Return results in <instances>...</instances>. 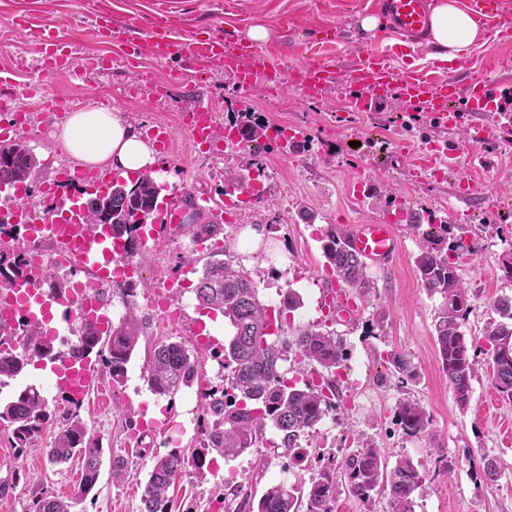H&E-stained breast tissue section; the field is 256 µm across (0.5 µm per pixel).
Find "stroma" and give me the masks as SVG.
Returning <instances> with one entry per match:
<instances>
[{
	"label": "stroma",
	"mask_w": 512,
	"mask_h": 512,
	"mask_svg": "<svg viewBox=\"0 0 512 512\" xmlns=\"http://www.w3.org/2000/svg\"><path fill=\"white\" fill-rule=\"evenodd\" d=\"M225 0H0V69L16 74V82L0 87V99L12 98L28 111L19 132L38 161L24 203L42 209L46 187L61 168L77 166L54 133L61 121L46 112L40 100L24 97L20 85H41L45 95L76 98L84 106L106 108L137 131L161 122L173 130V139L159 155L153 174L156 181L173 189H187L203 220L223 224L224 230L208 242L207 253H228L248 270H259V296L267 305H278L285 289L296 290L301 308L283 313L284 335L307 323L329 326L345 339L349 357L344 363L348 378L335 399V408L316 428L303 435L295 451H285L282 435L266 428L260 448L238 457L209 454L206 481L182 473L170 490L171 512H225V488L242 483L254 495L279 481L310 480L322 460L342 465L357 447L371 443L388 464L403 457L422 463L430 478L416 493L415 512H512V401L504 399L492 380L487 355H479L467 410H459L441 367L434 336V319L441 299L429 295L418 279L414 260L425 244L413 230L405 213L425 210L440 221L465 228L472 253L461 254L456 266L466 287L470 309L462 325L467 340L482 345L489 323L496 320L493 303L512 297V280L503 269L512 257V130L485 144L483 161L460 167L476 190L474 204H465L456 193L454 179L416 184L410 181L402 159L378 167L373 158L391 152L399 142L419 146L435 140L448 148H463L465 130L448 131L419 101H404L394 90L370 99L358 108L352 97L329 90L316 103L302 102L291 90H279L257 82L247 102L236 97L232 80L220 74L203 75L195 94L171 82L180 59L143 61L138 69L121 61L98 69H84L86 59L104 54L91 21L92 11H112L117 26L147 25L160 7H173L184 19L189 33L207 37L224 25ZM241 29L261 25L269 42L288 46L281 67L302 62L309 50L351 65L358 51L373 54L393 50V63L401 69L422 70L431 59L426 49L403 38L385 39L383 31H363L364 17L356 0H237ZM27 6L40 20L55 24L71 41L72 66L81 78L45 77L35 67V49L28 31L12 26L10 12ZM333 25L357 37V44L324 42L322 25ZM165 87L163 97L127 96L132 81ZM220 105L222 126L232 125L239 111L246 110L270 125L302 132L295 154L283 157L276 143L262 155L250 148L225 150L215 155L194 145L182 126V113L195 100ZM235 171L252 175L268 188L264 200L241 208L233 217L224 215L225 174ZM372 184V191L358 194L356 184ZM394 219L399 253L386 268L370 266L374 281L373 302L388 306L389 316L373 335L362 326L371 316L360 311L357 319H342L321 300L336 279L320 250L319 237L325 225L350 230L355 224ZM250 227L261 229L260 243L247 236ZM138 273L132 281L134 301L149 315L146 341L140 342L122 387L110 389L108 401L90 393L79 414L103 450L99 479L85 502L86 512H141V494L153 456L176 450L191 453L203 437L201 402L197 391L222 386L228 373L218 365L211 348L198 347L202 365L198 382L181 388L173 397L152 394L144 380L143 365L151 343L160 340L193 341V324H202L228 343L233 331L222 316L199 307L194 288L201 263L193 242L181 229H174L163 246L142 247L136 255ZM175 282L172 306L175 317L160 315L150 304V292L163 282ZM408 355L417 367L416 381L400 385L388 362L390 353ZM50 363L35 362L18 378L0 387V403H7L28 385L44 388L50 419L44 440H51L67 406L59 389H45L51 376ZM419 401L431 417L428 430L410 436L395 422L401 399ZM494 457L500 477L494 484L481 479L484 456ZM124 461L125 478H114L110 460ZM16 478L12 494L0 498V512H29L41 494L70 497L81 479L78 463L59 467L38 453L19 454L8 431L0 430V479Z\"/></svg>",
	"instance_id": "1"
}]
</instances>
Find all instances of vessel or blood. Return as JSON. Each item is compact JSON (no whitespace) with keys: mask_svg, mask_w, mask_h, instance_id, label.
<instances>
[{"mask_svg":"<svg viewBox=\"0 0 512 512\" xmlns=\"http://www.w3.org/2000/svg\"><path fill=\"white\" fill-rule=\"evenodd\" d=\"M434 6V0H375L373 4L374 9L385 14L392 32L420 43L430 36ZM467 6L483 15L490 31L502 36L512 34V12L503 9L502 0H468ZM97 32L112 43L115 58L130 66L142 55L158 61L177 55L183 57L186 64L174 77L189 88L194 85V73L203 67L229 76L243 92L251 89L258 79L270 78L276 73L271 58L253 43L243 41L230 27L221 29L212 38L191 42L186 41L181 29L167 25L144 33L131 28H113L111 20L104 19L98 22ZM33 35L36 64L41 73L52 74L71 68L70 43L56 26H36ZM290 86L305 101L321 99L332 87L340 93H358L364 101L385 88L394 89L404 100L425 96L429 112L445 129L462 124L469 128L468 146L472 149L492 141L498 130L512 126L511 112L491 115L486 111V98L493 91L491 71L487 69L467 70L459 79L434 73L414 79L386 61L375 62L366 57L346 72L330 63L296 66L290 73ZM462 98L467 101V111H454L453 102ZM183 124L194 143L208 146L219 155L225 147L243 141L238 129L220 126L216 113L203 102L195 103L184 113ZM398 153L407 159L417 180L443 178L446 165L442 158L446 151L440 144H431L423 150L403 145ZM119 178L118 172L108 169L61 170L48 186L50 196L58 205L37 220L33 219L30 206L9 193L0 194V206L11 212L14 222L24 227L26 233L36 230L44 233L56 250L68 255L73 265L101 279L106 277L113 261L122 256L124 245L122 240L108 233L86 232L80 206L81 191L92 186L107 192ZM262 196V186L252 181L229 189L224 204L229 208L254 205ZM181 213V193L166 190L158 202L154 223L140 235L142 242L154 243L166 238L179 222ZM349 245L355 253L379 266L393 263L399 249L393 225L384 222L352 225ZM81 290V284L77 283L56 295L40 291L35 283L23 279L8 293L0 295V302L22 303L25 311L45 324L51 323L50 312L56 305L66 307L72 320L81 321L89 316L82 304Z\"/></svg>","mask_w":512,"mask_h":512,"instance_id":"obj_1","label":"vessel or blood"}]
</instances>
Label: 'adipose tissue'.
I'll return each mask as SVG.
<instances>
[{
  "label": "adipose tissue",
  "instance_id": "obj_1",
  "mask_svg": "<svg viewBox=\"0 0 512 512\" xmlns=\"http://www.w3.org/2000/svg\"><path fill=\"white\" fill-rule=\"evenodd\" d=\"M485 37L483 26L456 0H439L433 10L428 42L435 56L446 61L459 58ZM57 138L73 157L92 167L140 171L155 167L158 161L152 144L101 108L70 113Z\"/></svg>",
  "mask_w": 512,
  "mask_h": 512
}]
</instances>
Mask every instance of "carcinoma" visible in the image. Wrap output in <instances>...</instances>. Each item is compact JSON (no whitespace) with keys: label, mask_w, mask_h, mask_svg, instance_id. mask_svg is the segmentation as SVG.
<instances>
[{"label":"carcinoma","mask_w":512,"mask_h":512,"mask_svg":"<svg viewBox=\"0 0 512 512\" xmlns=\"http://www.w3.org/2000/svg\"><path fill=\"white\" fill-rule=\"evenodd\" d=\"M36 160L20 137L8 145H0V184L12 185L29 181L34 175ZM156 202L155 182L149 175L133 185L119 184L101 207H92L85 220L91 231L100 224L112 225V230L126 239V245L138 248L139 223L146 219ZM190 223L182 231L193 240H207L221 231V224L201 221L200 213L189 216ZM428 245L415 258V268L422 285L431 295H439L441 304L436 312L434 331L442 371L456 406L465 410L470 405L477 365V352L468 343L461 327L469 310V295L457 273L454 255L470 251L460 237L448 241V225L429 224L425 230ZM22 242L15 236H0V292L12 287L25 275ZM320 248L338 285L346 286L364 303L373 289L365 260L354 253L348 235L330 224L320 238ZM127 311L118 324L112 326L106 342L107 350L99 348L102 335L86 322L76 330V348L68 357L96 353L102 371L115 386L124 383L127 365L139 340L144 336L145 320L136 315L131 297L134 289L121 292ZM198 304L221 313L234 333L224 346V367L230 370L229 387L233 395L209 393L202 397V413L206 417V439L191 456L169 452L156 456L144 483L142 512H170L169 489L186 467L195 470L201 480L206 478L205 458L215 452L224 457L251 452L261 442L263 432L271 425L284 434L288 448L297 446L299 438L313 430L334 407L336 397L335 370L348 358L343 338L318 324L302 325L295 334L271 339L275 325L271 309L259 297L257 281L250 272L237 268L230 259H210L205 262L195 288ZM495 310L501 321L491 324L484 333L490 352L492 379L496 389L512 400V299L497 301ZM25 347L18 353L9 339H0V382L23 373L35 361L54 355L52 340L42 331L39 321L27 317L21 322ZM294 356L317 370L318 382L303 385L288 383L283 363ZM394 371L402 384L416 380L417 371L411 359L403 354L391 358ZM200 373V364L181 341H162L151 349L144 365V376L151 391L171 397L181 388L190 386ZM397 425L405 434L417 436L429 426L430 416L420 403L405 399L397 404ZM47 423V403L40 392L25 387L18 396L0 407V425L10 430L14 447L20 453L36 451L53 465L76 461L80 464L81 482L68 500L43 495L33 501V512H77L94 490L101 466L102 448L80 418L70 408L64 411L62 426L50 444L42 442ZM428 473L420 464L400 459L387 468L380 450L367 446L345 463L343 475L331 463L320 467L303 491L285 482L270 485L259 500L244 491L240 484L229 495L242 497L241 512H332L333 502L343 488L359 500L370 503L382 493L388 499L390 512H415V492L426 482Z\"/></svg>","instance_id":"cac0c4a2"}]
</instances>
